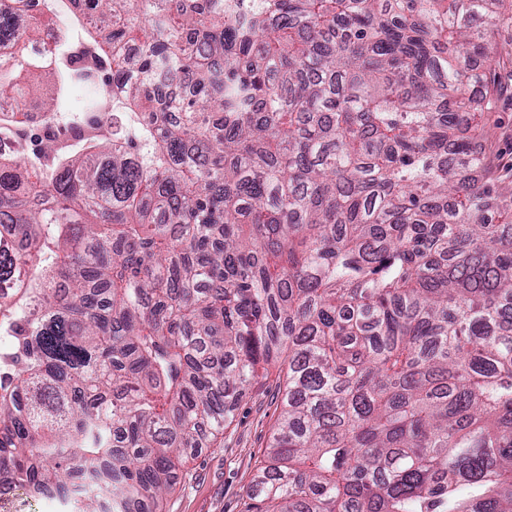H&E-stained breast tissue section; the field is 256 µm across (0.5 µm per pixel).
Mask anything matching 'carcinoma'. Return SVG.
Instances as JSON below:
<instances>
[{"instance_id": "cac0c4a2", "label": "carcinoma", "mask_w": 512, "mask_h": 512, "mask_svg": "<svg viewBox=\"0 0 512 512\" xmlns=\"http://www.w3.org/2000/svg\"><path fill=\"white\" fill-rule=\"evenodd\" d=\"M503 7L0 0V496L162 512L273 364L247 512H512ZM511 1V2H509ZM500 17L495 31V62L490 68V81L495 89V106L488 113L486 129L493 134L489 156L497 178L512 180V0ZM507 162L508 169L501 168Z\"/></svg>"}]
</instances>
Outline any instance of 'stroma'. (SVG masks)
Returning <instances> with one entry per match:
<instances>
[{
  "label": "stroma",
  "instance_id": "obj_1",
  "mask_svg": "<svg viewBox=\"0 0 512 512\" xmlns=\"http://www.w3.org/2000/svg\"><path fill=\"white\" fill-rule=\"evenodd\" d=\"M490 81L495 106L486 119L492 134L489 156L497 178L512 180V7L495 31ZM283 396V380L270 367L237 406L231 424L211 448H202L184 465L165 500V512H244L247 488L267 460V444Z\"/></svg>",
  "mask_w": 512,
  "mask_h": 512
}]
</instances>
